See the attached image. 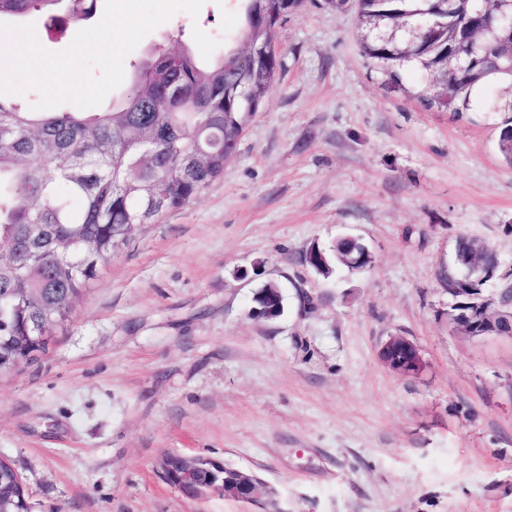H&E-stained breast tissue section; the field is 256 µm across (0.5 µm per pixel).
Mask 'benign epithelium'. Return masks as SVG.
Returning <instances> with one entry per match:
<instances>
[{"label": "benign epithelium", "instance_id": "7a95c632", "mask_svg": "<svg viewBox=\"0 0 512 512\" xmlns=\"http://www.w3.org/2000/svg\"><path fill=\"white\" fill-rule=\"evenodd\" d=\"M503 25V30L512 36V18L495 14L490 17L481 16L475 22L474 28L484 30L491 23ZM453 276L462 282L470 278L474 272L473 265L468 258L455 256ZM280 303V289L272 288L261 300L255 312L271 320L277 316ZM448 325L455 332L470 337H481L490 333H502L506 327L512 328V291L490 296L481 304H464L455 302L448 309ZM383 363L390 369L404 375L415 376L423 368V359L418 346L405 336L390 337L380 349ZM198 458L188 457L180 453H166L159 460L158 469L162 476L176 467L179 469V481L175 487L192 494H201L207 491H218L227 498L246 503L270 504L273 501V491L263 479L256 474L242 470L231 469L216 461L212 465L223 468V481L210 486L202 485L197 478Z\"/></svg>", "mask_w": 512, "mask_h": 512}]
</instances>
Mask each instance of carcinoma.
Wrapping results in <instances>:
<instances>
[{
	"label": "carcinoma",
	"mask_w": 512,
	"mask_h": 512,
	"mask_svg": "<svg viewBox=\"0 0 512 512\" xmlns=\"http://www.w3.org/2000/svg\"><path fill=\"white\" fill-rule=\"evenodd\" d=\"M96 0H0V19L33 12L47 32L77 34L95 15ZM242 32L258 50L248 59L240 46L205 60L190 47L155 49L130 76L125 95L103 110L37 112L0 96V367L18 369L48 342L40 327H66L100 267L128 242L126 224H153L188 205L224 175L249 116L258 111L279 57L272 29L305 0H239ZM352 4L366 57L401 84L408 62L433 76L416 93L427 108L471 111V96L495 76L512 78L509 41L485 38L470 27L480 10L512 13V0H336ZM414 28V40L372 35L381 24ZM479 47L480 65L457 62L459 50ZM512 110V83L488 103V111ZM499 149L512 165V127L499 134ZM361 242L344 238L327 247L312 244L306 262L319 256V274L354 267ZM456 252L479 270L498 266L497 254L461 236ZM484 281L458 299L479 303ZM0 512H30L16 470L0 465Z\"/></svg>",
	"instance_id": "1"
}]
</instances>
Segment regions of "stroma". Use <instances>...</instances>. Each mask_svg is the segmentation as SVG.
<instances>
[{"instance_id": "35a3bbf8", "label": "stroma", "mask_w": 512, "mask_h": 512, "mask_svg": "<svg viewBox=\"0 0 512 512\" xmlns=\"http://www.w3.org/2000/svg\"><path fill=\"white\" fill-rule=\"evenodd\" d=\"M237 35L234 0H205L152 46ZM280 67L224 175L135 229L47 350L0 376V460L31 512H264L192 495L158 470L168 452L250 470L279 512H512V338L448 326L443 273L459 236L512 273V112L425 108L428 77L387 80L354 10L307 0L274 31ZM361 239L370 266L330 276L311 244ZM281 317L252 316L265 281ZM414 341L418 375L379 357Z\"/></svg>"}]
</instances>
